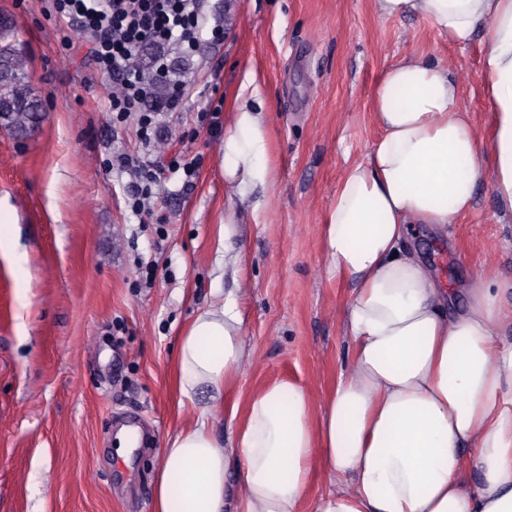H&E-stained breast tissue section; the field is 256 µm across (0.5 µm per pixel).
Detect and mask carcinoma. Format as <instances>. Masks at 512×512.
<instances>
[{
  "label": "carcinoma",
  "instance_id": "obj_1",
  "mask_svg": "<svg viewBox=\"0 0 512 512\" xmlns=\"http://www.w3.org/2000/svg\"><path fill=\"white\" fill-rule=\"evenodd\" d=\"M41 102L28 84L27 58L18 48L13 24L0 18V127L23 137L39 121Z\"/></svg>",
  "mask_w": 512,
  "mask_h": 512
}]
</instances>
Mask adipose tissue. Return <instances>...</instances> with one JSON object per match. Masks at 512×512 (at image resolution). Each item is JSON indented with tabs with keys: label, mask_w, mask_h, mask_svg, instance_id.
I'll use <instances>...</instances> for the list:
<instances>
[{
	"label": "adipose tissue",
	"mask_w": 512,
	"mask_h": 512,
	"mask_svg": "<svg viewBox=\"0 0 512 512\" xmlns=\"http://www.w3.org/2000/svg\"><path fill=\"white\" fill-rule=\"evenodd\" d=\"M464 46L478 41L492 130L481 139L448 69L409 56L372 93L381 129L347 165L327 215L326 250L351 280V342L320 420L308 391L275 381L248 398L230 444L206 423L160 450L154 512H303L314 463L336 486L314 512H512V280L473 279L464 308L407 241L411 225L453 224L489 184L512 216V0H375ZM224 176L273 180L264 115L244 102L224 131ZM232 299L199 311L180 336L179 391L223 392L250 362Z\"/></svg>",
	"instance_id": "1"
}]
</instances>
